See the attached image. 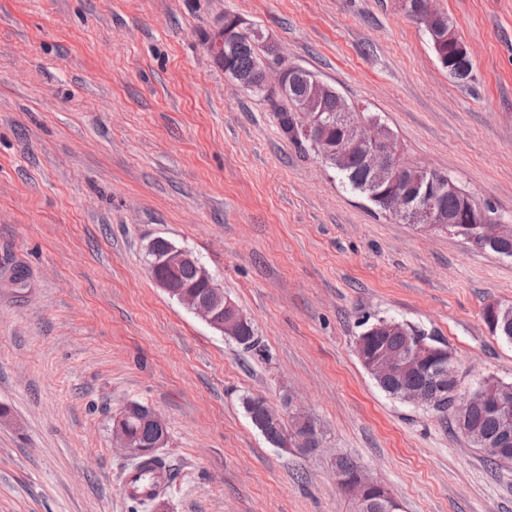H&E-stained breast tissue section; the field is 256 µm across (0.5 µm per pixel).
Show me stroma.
I'll return each mask as SVG.
<instances>
[{"mask_svg":"<svg viewBox=\"0 0 512 512\" xmlns=\"http://www.w3.org/2000/svg\"><path fill=\"white\" fill-rule=\"evenodd\" d=\"M432 5L472 81L396 0H0V512H155L125 494L135 460L112 439L131 401L167 426L165 512H353L340 456L399 512H512V463L387 395L355 353L384 317L443 341L461 393L512 383V342L483 320L512 306V258L380 213L207 47L238 14L510 218L512 0ZM158 238L223 286L257 349L156 287ZM247 395L300 404L322 452L271 446Z\"/></svg>","mask_w":512,"mask_h":512,"instance_id":"stroma-1","label":"stroma"}]
</instances>
